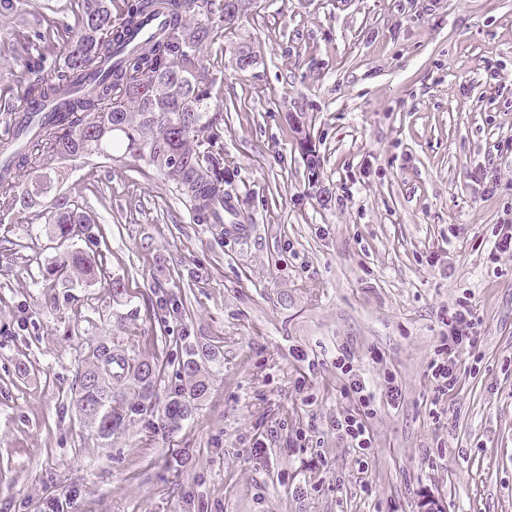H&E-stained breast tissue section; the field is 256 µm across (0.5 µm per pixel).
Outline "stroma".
<instances>
[{"label":"stroma","mask_w":512,"mask_h":512,"mask_svg":"<svg viewBox=\"0 0 512 512\" xmlns=\"http://www.w3.org/2000/svg\"><path fill=\"white\" fill-rule=\"evenodd\" d=\"M71 2L0 15V93L29 78L20 34L63 27ZM201 73L224 115L223 223L120 151L51 185L93 218L75 246L124 299L49 280L57 239L0 210V512H512V253L489 258L512 209V0H257ZM462 302L480 344L438 397L427 366ZM103 342L164 362L162 396L186 351L214 352L207 397L172 435L136 416L101 447L71 393ZM342 351L401 390L365 456L335 429L354 408Z\"/></svg>","instance_id":"obj_1"}]
</instances>
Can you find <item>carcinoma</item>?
I'll return each instance as SVG.
<instances>
[{
  "mask_svg": "<svg viewBox=\"0 0 512 512\" xmlns=\"http://www.w3.org/2000/svg\"><path fill=\"white\" fill-rule=\"evenodd\" d=\"M242 0H126L123 16L112 19V0H74L73 24L68 27L64 65L48 63L44 53L29 58L33 75L22 91L31 103L50 102L65 87L93 83L88 93L72 96L65 112L49 121L29 122L3 105L4 124L28 123L25 146L13 152L14 173L0 178V207L36 205L26 198L22 174L49 160L83 155H111L118 144L136 161H144L176 182L195 202L224 197V119L211 111V92L201 77L203 52L226 33L224 20L238 11ZM164 25L130 50L119 65L114 48L126 43L155 14ZM164 86L155 95L150 85ZM41 226L70 241L91 234V219L74 202L58 199L38 214ZM95 273L115 299L127 295L125 282L109 274L106 257H89L68 250L49 275L67 278ZM179 372L187 386L169 393L163 406L168 431L190 418L209 390L208 375L186 353ZM162 364L120 353L101 344L78 371L73 400L84 425L104 446L122 434L133 416L151 415L158 408L157 384Z\"/></svg>",
  "mask_w": 512,
  "mask_h": 512,
  "instance_id": "cac0c4a2",
  "label": "carcinoma"
}]
</instances>
